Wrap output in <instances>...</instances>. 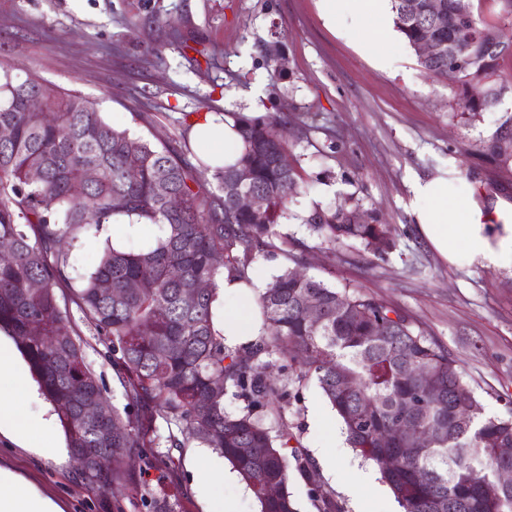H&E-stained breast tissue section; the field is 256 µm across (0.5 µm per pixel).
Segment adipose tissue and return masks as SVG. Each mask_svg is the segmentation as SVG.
<instances>
[{
	"label": "adipose tissue",
	"mask_w": 512,
	"mask_h": 512,
	"mask_svg": "<svg viewBox=\"0 0 512 512\" xmlns=\"http://www.w3.org/2000/svg\"><path fill=\"white\" fill-rule=\"evenodd\" d=\"M389 0H320L328 24L340 15L355 19L372 15L378 31H390L393 16ZM190 136L203 149L202 157L213 168L235 165L244 150V142L232 117L216 112L204 113L191 126ZM412 214L416 225L430 246L446 261L480 262L488 266L512 263V204L497 202L501 223H492L474 197L457 200L448 195V180L433 177L412 184ZM272 276L271 269L260 267L241 280L229 275L218 282L219 302L234 300L239 308L216 313L213 322L226 345L244 343L258 335L259 323L250 321L249 309ZM0 435L17 446L46 460H61L66 449L37 441L35 427L17 410L13 394L0 389ZM0 512H65L62 504L26 480L13 469L0 466Z\"/></svg>",
	"instance_id": "1"
}]
</instances>
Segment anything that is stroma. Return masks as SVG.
<instances>
[{
	"instance_id": "obj_1",
	"label": "stroma",
	"mask_w": 512,
	"mask_h": 512,
	"mask_svg": "<svg viewBox=\"0 0 512 512\" xmlns=\"http://www.w3.org/2000/svg\"><path fill=\"white\" fill-rule=\"evenodd\" d=\"M370 25L335 34L318 0H0V59L55 90L97 103L119 129L165 144L187 159L190 120L205 112H260L288 119L286 150L298 186L286 203L281 235L302 245L310 271L329 286L361 288L398 309L448 351L489 416L512 415V267L455 265L432 249L411 213V183L449 174L485 193L484 206L512 202V169L490 164L474 149L512 117V89L486 110L470 112L446 80L428 77L404 41L383 40L393 68H378L360 48ZM280 48L284 64L271 61ZM351 199L381 212L395 246L384 257L359 243L332 247L305 223L318 208ZM157 241L150 226L64 240L69 286H79L105 246L138 250ZM70 315L86 343L105 397L126 403L108 348ZM328 403L316 384L288 386L289 432L308 458L326 441L314 422ZM175 471L134 467L125 512H147L142 501L168 494L180 512H205L197 462L228 469L198 442L172 451ZM336 471L316 469L315 485L340 512H356L344 484L355 473H378L347 443L337 444ZM9 464L61 501L66 512H112V497L90 490L72 460L46 461L0 436V466Z\"/></svg>"
}]
</instances>
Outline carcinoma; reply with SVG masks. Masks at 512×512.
I'll return each instance as SVG.
<instances>
[{"label":"carcinoma","instance_id":"cac0c4a2","mask_svg":"<svg viewBox=\"0 0 512 512\" xmlns=\"http://www.w3.org/2000/svg\"><path fill=\"white\" fill-rule=\"evenodd\" d=\"M460 0H391L394 24L412 49L430 37L439 54L419 60L431 77L448 73V10ZM455 37L461 45L457 65L459 92L471 84L490 90L481 101L461 98L478 112L497 100L504 85V56L484 51L485 33L496 26L475 15ZM45 97L53 120L26 112L28 88ZM75 94H61L30 74L20 75L0 62V127L12 138L0 144V242L12 245L9 261L0 263V329L9 333L30 365L44 396L55 405L67 448L90 489L112 494V512H124L125 475L139 459L158 470L172 471L178 460L159 448H183L197 440L218 451L252 491L259 512H297L289 484L293 473L313 479L312 463L299 449H288V428L266 424L287 406V383L266 373L264 358L277 357L280 371L301 384L316 381L341 421L349 445L375 461L384 456L397 465L381 470L403 512H512V489L496 486L494 472L512 467V458L497 455L512 448V417H485L478 410L462 422L461 407H478L472 390L455 368L448 351L413 328L398 311L374 296L339 291L309 273L303 252L279 234L286 201L274 197L265 222L226 206L224 180L249 167L250 189L273 194L292 170L278 167L263 146H285L288 122L280 115L266 120H239L245 150L237 165L214 171L217 192H206L201 173L165 145L134 138L108 123L96 105L80 98L83 109L71 111ZM512 137V118L492 142L476 148L480 156L512 167V150L497 142ZM97 172L84 179L86 169ZM134 168L138 178L126 172ZM40 172L38 181L30 170ZM181 198L166 206L160 185ZM125 216L133 224H161L164 236L148 249L130 251L106 246L94 268L71 291V300L97 335L109 345L127 400L122 411L107 405L105 421L81 419L89 401L104 395L87 361L82 341L56 289L66 280L65 237L97 233ZM357 208L345 204L320 209L307 219L313 234L336 245L355 240L373 254L394 247L390 225L370 214L356 221ZM219 255L222 260L214 262ZM282 256L290 265L268 284L259 306L264 329L242 356L226 347L213 326L212 302L223 273L247 278L259 260ZM208 287L198 290V284ZM40 287L35 288L33 284ZM196 294L187 306L183 296ZM319 310V323L305 316L306 304ZM45 339L33 337L30 325ZM425 371L440 396H428L416 371ZM348 381L347 388L339 379ZM243 402L236 413L224 407L226 396ZM168 435L158 431V420ZM405 420L410 431L421 427L430 444L393 445L385 434ZM80 448L112 449V473L86 466ZM265 484L279 488L265 499Z\"/></svg>","mask_w":512,"mask_h":512}]
</instances>
